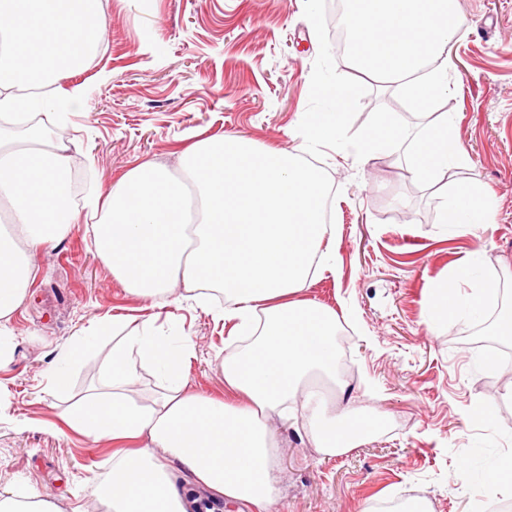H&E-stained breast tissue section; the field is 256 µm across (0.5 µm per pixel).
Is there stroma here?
<instances>
[{
  "mask_svg": "<svg viewBox=\"0 0 512 512\" xmlns=\"http://www.w3.org/2000/svg\"><path fill=\"white\" fill-rule=\"evenodd\" d=\"M107 37L64 87H83L84 107L50 116L52 139L91 178L92 193L148 160L181 176L193 137L242 134L306 152L333 187L335 275L315 277L302 298L335 309L347 328L352 374L338 405L381 418L380 430L336 455L316 451L296 419L276 422L277 512H362L418 492L429 512H484L461 469L512 457V365L482 363L491 328H429L431 293L474 252L487 275L512 291V0H452L464 24L448 56L447 113L464 164L429 184L399 154L358 162L356 144L375 119L417 121L398 87L358 80L336 56L323 11L305 0H103ZM108 71L100 81L99 71ZM356 83L357 97L335 147L306 148L320 79ZM476 183L493 198L491 223L475 234H444L450 186ZM85 222L35 258V278L10 327L12 362L0 369V493L35 491L59 512H109L100 490L115 441L68 428L59 414L98 385L112 354L102 336L70 372L68 396L47 389L59 355L91 319L135 316L155 332L177 328L195 343L184 370L190 392L224 398L217 367L230 328L175 301L150 307L113 278L91 249Z\"/></svg>",
  "mask_w": 512,
  "mask_h": 512,
  "instance_id": "1",
  "label": "stroma"
}]
</instances>
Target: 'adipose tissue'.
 I'll list each match as a JSON object with an SVG mask.
<instances>
[{"mask_svg": "<svg viewBox=\"0 0 512 512\" xmlns=\"http://www.w3.org/2000/svg\"><path fill=\"white\" fill-rule=\"evenodd\" d=\"M345 22L356 59L374 61L373 77L398 85L422 116L415 133L378 119L358 153L402 152L413 177L435 180L461 165L464 150L433 113L447 93L448 46L462 27L448 0H350ZM102 0H0V366L13 358L9 324L28 297L34 256L62 241L79 219L63 195L67 149L46 126L23 125L37 89L61 112L82 106L80 89L60 82L91 60L105 34ZM325 106L307 117V138L335 143L356 88L324 83ZM183 179L161 165L129 169L94 199L87 232L94 250L126 289L160 305L175 288L247 343L219 362L228 402L187 391L184 370L160 358L161 336L137 318H99L111 335L106 389L91 388L63 421L98 438L134 440L112 455L105 489L112 512H187L188 495L172 482L176 460L195 483L247 512H271L277 500V439L271 422L293 404L305 413L315 448L336 455L367 436L373 414L336 406V314L300 299L313 269L335 273V225L326 220V179L299 154L239 134L194 143ZM453 235L487 223L491 201L475 184L452 187L443 206ZM215 287L223 302L206 294ZM499 284L483 280L460 296L454 282L434 289L430 324L467 323L498 302ZM141 363L163 381L151 402L129 394Z\"/></svg>", "mask_w": 512, "mask_h": 512, "instance_id": "obj_1", "label": "adipose tissue"}]
</instances>
